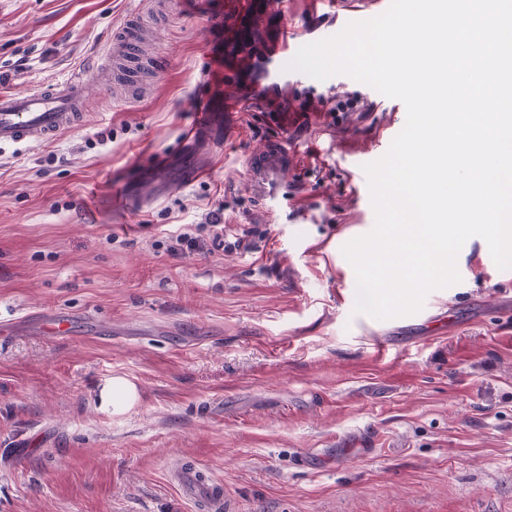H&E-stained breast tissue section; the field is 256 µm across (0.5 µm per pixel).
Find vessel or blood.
Instances as JSON below:
<instances>
[{"instance_id":"obj_1","label":"vessel or blood","mask_w":512,"mask_h":512,"mask_svg":"<svg viewBox=\"0 0 512 512\" xmlns=\"http://www.w3.org/2000/svg\"><path fill=\"white\" fill-rule=\"evenodd\" d=\"M391 0H327L330 9L345 10L347 21H361L384 13ZM257 11L262 17L275 19L283 32L282 37L266 42L256 63L267 81L269 91L282 85L299 82L297 74L284 70L281 61L289 48L287 31L292 26L284 0H228L225 8L210 15L211 25L244 9ZM111 48L118 55L116 68L127 77H135L144 66L160 67V60H146L136 25L126 22L112 35ZM84 77L71 78L35 91L0 89V148L23 146L56 139L65 131L80 126L86 117ZM294 153L283 141H269L261 150L252 153L248 161L250 182L256 193L271 207L280 209L288 203V175L292 169ZM37 332L53 339L71 333L70 320L51 313L38 316ZM184 494L202 504L206 512H226L228 505L214 484L202 478L191 465L181 467L174 476Z\"/></svg>"}]
</instances>
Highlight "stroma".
<instances>
[{"label":"stroma","instance_id":"35a3bbf8","mask_svg":"<svg viewBox=\"0 0 512 512\" xmlns=\"http://www.w3.org/2000/svg\"><path fill=\"white\" fill-rule=\"evenodd\" d=\"M219 2L164 20L150 93L118 102L90 78L84 126L0 149V316L73 326L0 335V512H194L172 480L186 464L232 512H512V278L489 273L474 236L460 282L421 310L447 316L444 341L355 313L342 247L375 217L350 163L389 149L406 107L336 75L280 97L356 93L366 117L270 111L249 54L278 30L252 12L206 30ZM146 6L0 0V86L106 65L114 29ZM289 8L291 49L344 27L324 0ZM199 96L215 116L198 130ZM271 136L297 148L281 212L247 176ZM196 166L207 176L191 179ZM218 208L223 244L171 255V235ZM99 322L111 336L91 335ZM115 377L138 399L112 415L100 402ZM375 437L383 453L356 452ZM37 332L39 336L54 339L58 336H70L71 322L55 314L43 313L36 319Z\"/></svg>","mask_w":512,"mask_h":512}]
</instances>
